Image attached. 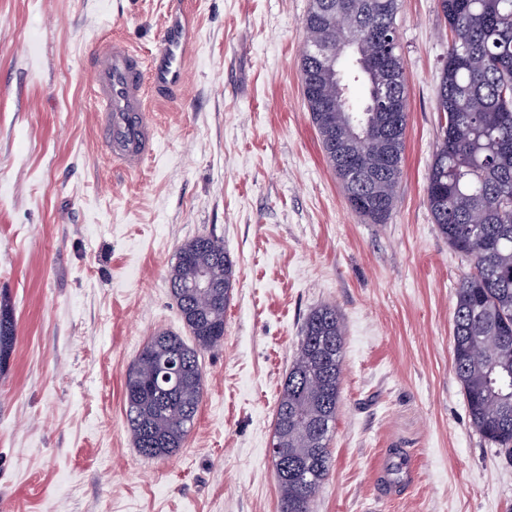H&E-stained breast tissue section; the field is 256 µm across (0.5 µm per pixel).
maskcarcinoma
<instances>
[{
	"label": "carcinoma",
	"mask_w": 512,
	"mask_h": 512,
	"mask_svg": "<svg viewBox=\"0 0 512 512\" xmlns=\"http://www.w3.org/2000/svg\"><path fill=\"white\" fill-rule=\"evenodd\" d=\"M452 32L436 110L441 138L428 171L426 202L448 246L470 271L456 288L452 367L473 426L512 463V0H437ZM397 0H312L304 19L302 90L321 151L351 208L373 224L390 216L407 127L404 63L395 43ZM384 52L364 80L336 66V52ZM210 284L197 287L200 278ZM235 263L224 241L198 235L171 268V294L191 342L159 331L130 368L126 424L146 459L183 447L204 388L203 352L224 342ZM16 341L12 309L0 305V365ZM344 327L333 305L304 320L277 401L271 455L280 512H311L330 473L340 398ZM169 355L180 381L161 384L155 356Z\"/></svg>",
	"instance_id": "obj_1"
}]
</instances>
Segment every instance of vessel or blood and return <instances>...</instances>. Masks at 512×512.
Segmentation results:
<instances>
[{
  "label": "vessel or blood",
  "instance_id": "b4317fda",
  "mask_svg": "<svg viewBox=\"0 0 512 512\" xmlns=\"http://www.w3.org/2000/svg\"><path fill=\"white\" fill-rule=\"evenodd\" d=\"M194 25L191 14H169L158 47L148 56L116 37L100 39L92 51L90 102L100 116L103 143L124 171L140 169L156 149L148 106L151 99L182 90Z\"/></svg>",
  "mask_w": 512,
  "mask_h": 512
}]
</instances>
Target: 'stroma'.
<instances>
[{"label": "stroma", "mask_w": 512, "mask_h": 512, "mask_svg": "<svg viewBox=\"0 0 512 512\" xmlns=\"http://www.w3.org/2000/svg\"><path fill=\"white\" fill-rule=\"evenodd\" d=\"M171 2L0 0V302L16 322L0 367V512H280L275 407L325 303L343 320V373L312 512H512V463L471 424L452 368L469 263L426 203L448 52L436 0H398L408 119L383 224L350 208L303 98L311 0H186L184 88L150 108L154 155L114 167L87 58L106 36L154 52ZM201 234L236 262L224 342L202 355L183 447L147 461L125 379L150 336L186 335L169 272ZM398 450L416 477L388 497L376 471Z\"/></svg>", "instance_id": "1"}]
</instances>
